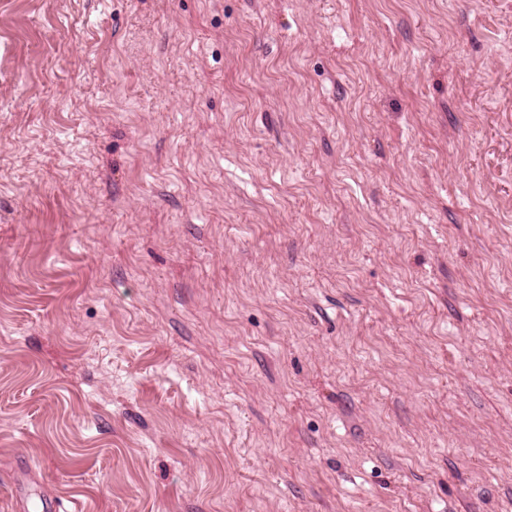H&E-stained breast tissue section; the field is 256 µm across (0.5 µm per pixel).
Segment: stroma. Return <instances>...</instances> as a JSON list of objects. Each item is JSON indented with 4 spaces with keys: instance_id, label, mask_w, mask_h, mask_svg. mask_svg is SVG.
<instances>
[{
    "instance_id": "stroma-1",
    "label": "stroma",
    "mask_w": 512,
    "mask_h": 512,
    "mask_svg": "<svg viewBox=\"0 0 512 512\" xmlns=\"http://www.w3.org/2000/svg\"><path fill=\"white\" fill-rule=\"evenodd\" d=\"M512 512V0H0V512Z\"/></svg>"
}]
</instances>
